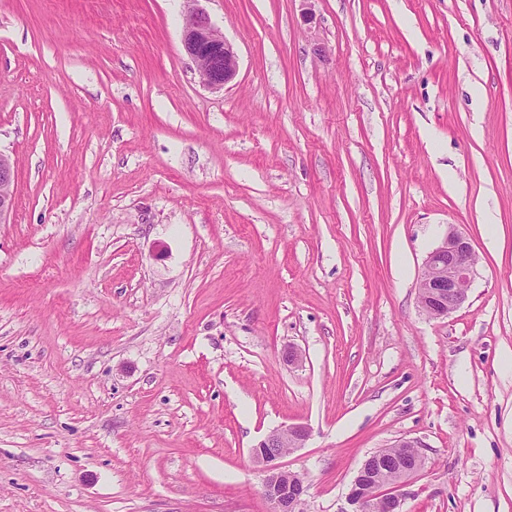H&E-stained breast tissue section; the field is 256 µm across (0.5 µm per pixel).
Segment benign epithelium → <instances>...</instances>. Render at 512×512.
I'll use <instances>...</instances> for the list:
<instances>
[{"label":"benign epithelium","instance_id":"7a95c632","mask_svg":"<svg viewBox=\"0 0 512 512\" xmlns=\"http://www.w3.org/2000/svg\"><path fill=\"white\" fill-rule=\"evenodd\" d=\"M182 44L195 66L202 84L221 90L238 72V55L233 45L213 23L209 13L199 6L201 0H186ZM15 163L0 151V224L9 222L15 207ZM478 256L470 240L454 226L441 244L425 261L418 280V300L422 312L431 319H443L459 309L468 298V286L475 275ZM309 430L301 424L283 426L262 439L251 451V457L265 474L263 493L273 505V512H302L300 505L306 494L304 478L284 468L280 460L289 452L304 446ZM423 444L417 439H402L392 453L378 450L358 469L347 494V508L341 512H403L401 489L422 470L425 457ZM379 471L393 472L395 479L382 483L375 479Z\"/></svg>","mask_w":512,"mask_h":512}]
</instances>
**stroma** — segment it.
<instances>
[{
	"mask_svg": "<svg viewBox=\"0 0 512 512\" xmlns=\"http://www.w3.org/2000/svg\"><path fill=\"white\" fill-rule=\"evenodd\" d=\"M203 6L221 90L186 0H0V512H271L293 423L303 512L402 438L403 512H512V0ZM186 2L189 7L182 29L184 51L206 88L224 89L237 75V52L213 23L209 13L198 5L201 0ZM15 163L0 149V224L9 222L15 207ZM477 264L478 256L470 240L455 227H449L441 244L427 256L418 280L422 312L431 319H443L459 309L468 298ZM309 430L301 424L281 427L262 439L251 451V457L265 474L263 493L273 505V512H302L300 505L306 494L304 478L284 468L280 460L289 452L304 446Z\"/></svg>",
	"mask_w": 512,
	"mask_h": 512,
	"instance_id": "stroma-1",
	"label": "stroma"
}]
</instances>
